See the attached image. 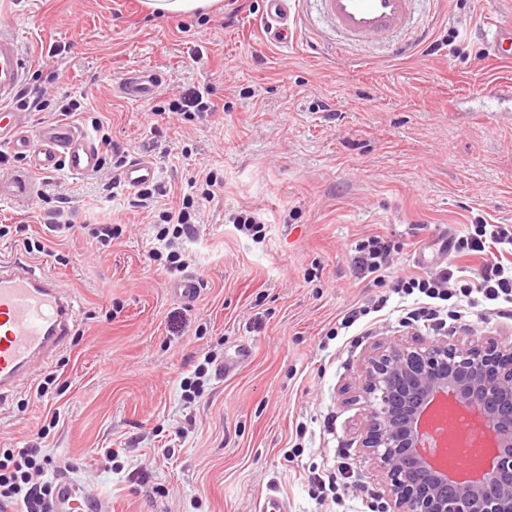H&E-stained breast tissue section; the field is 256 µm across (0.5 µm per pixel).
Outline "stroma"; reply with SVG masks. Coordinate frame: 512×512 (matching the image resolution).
Instances as JSON below:
<instances>
[{"label": "stroma", "mask_w": 512, "mask_h": 512, "mask_svg": "<svg viewBox=\"0 0 512 512\" xmlns=\"http://www.w3.org/2000/svg\"><path fill=\"white\" fill-rule=\"evenodd\" d=\"M263 10L264 0H218L205 15L165 17L141 0H0V24L30 63L51 60L39 84L58 98L85 92L113 141L157 166L167 203L203 170L224 179L187 243L202 284L188 305L150 258L148 211L101 204L98 174L46 181L23 158L0 160V183L29 178L26 196L0 197V225L12 227L0 261L25 257L79 305L66 345L0 402V448H46L100 512H256L271 488L290 512H379L359 446L361 365L383 341L434 333L391 319L329 338L337 316L381 289L357 278L354 243H399L401 276L422 272L421 251L467 265L441 251L445 234L512 224V105L484 95L490 75L512 78V63L488 62L479 34L512 19V0H420L430 35L407 53L334 52L312 0L298 8L294 43L273 47ZM139 66L164 75L149 102L114 92ZM205 87L212 115L168 111ZM59 193L74 225L61 237L42 219ZM244 209L264 214L263 243L235 230ZM96 222L119 225L110 246L86 233ZM27 237L44 252L26 253ZM241 344L251 357L185 403L180 382L198 359ZM328 470L336 490L316 500L308 477Z\"/></svg>", "instance_id": "35a3bbf8"}]
</instances>
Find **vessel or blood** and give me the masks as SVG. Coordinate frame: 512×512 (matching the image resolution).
I'll list each match as a JSON object with an SVG mask.
<instances>
[{
  "label": "vessel or blood",
  "mask_w": 512,
  "mask_h": 512,
  "mask_svg": "<svg viewBox=\"0 0 512 512\" xmlns=\"http://www.w3.org/2000/svg\"><path fill=\"white\" fill-rule=\"evenodd\" d=\"M415 0H315L320 21L336 30L341 48L360 42H379L397 33L421 40L423 31L413 29L411 15ZM264 37L267 42L287 46L292 37L288 0H265ZM482 39L489 57L497 62L512 61V22L485 29ZM29 72L17 35L0 26V144L25 158L41 172L65 170L72 175L94 172L100 164V150L79 127L51 122L30 128L25 113L12 104ZM161 76L151 67L131 70L118 84V95L131 102L154 96ZM158 177L154 163L135 158L120 173L122 183L135 190ZM171 293L186 303L195 302L200 284L191 274L170 286ZM76 308L67 292L53 280L36 276L21 261L0 265V398L28 375L33 360L62 348L75 324Z\"/></svg>",
  "instance_id": "1"
}]
</instances>
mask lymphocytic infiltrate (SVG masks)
<instances>
[{"label": "lymphocytic infiltrate", "mask_w": 512, "mask_h": 512, "mask_svg": "<svg viewBox=\"0 0 512 512\" xmlns=\"http://www.w3.org/2000/svg\"><path fill=\"white\" fill-rule=\"evenodd\" d=\"M201 199L187 194L181 205L159 212L155 224L153 260L164 261L168 270L181 272L192 256L178 247L180 238L196 230L194 218L201 201L210 200L224 185L217 171L207 172ZM456 254L478 258L472 269L444 265L421 274L388 278L396 247L390 240L371 235L356 242L352 262L359 277L388 282L389 291L346 311L336 321L337 330H349L389 307L390 295L402 302L393 309L401 326L420 321L445 328L479 308L503 317L512 314V224H472L453 245ZM53 467L50 455L38 448L0 453V505L17 504L24 512H53L54 486L47 475Z\"/></svg>", "instance_id": "1"}]
</instances>
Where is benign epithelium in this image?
Wrapping results in <instances>:
<instances>
[{
  "label": "benign epithelium",
  "mask_w": 512,
  "mask_h": 512,
  "mask_svg": "<svg viewBox=\"0 0 512 512\" xmlns=\"http://www.w3.org/2000/svg\"><path fill=\"white\" fill-rule=\"evenodd\" d=\"M361 447L374 465L385 512H512V344L482 336L391 341L361 367ZM470 416L477 440L455 433L439 456L429 423Z\"/></svg>",
  "instance_id": "1"
}]
</instances>
